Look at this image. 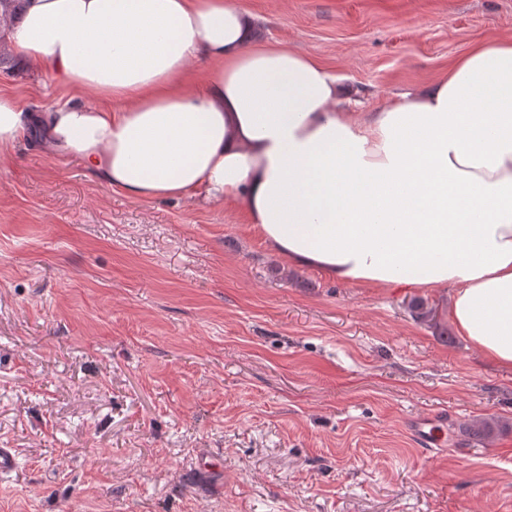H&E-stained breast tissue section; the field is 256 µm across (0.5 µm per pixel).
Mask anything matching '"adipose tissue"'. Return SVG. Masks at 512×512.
Instances as JSON below:
<instances>
[{
    "instance_id": "ef3b65f1",
    "label": "adipose tissue",
    "mask_w": 512,
    "mask_h": 512,
    "mask_svg": "<svg viewBox=\"0 0 512 512\" xmlns=\"http://www.w3.org/2000/svg\"><path fill=\"white\" fill-rule=\"evenodd\" d=\"M8 27L5 50L75 95L38 116L0 95V150L28 132L132 198L243 202L289 264L449 289L460 336L512 367V40L355 112L317 59L253 42L228 0H26Z\"/></svg>"
}]
</instances>
